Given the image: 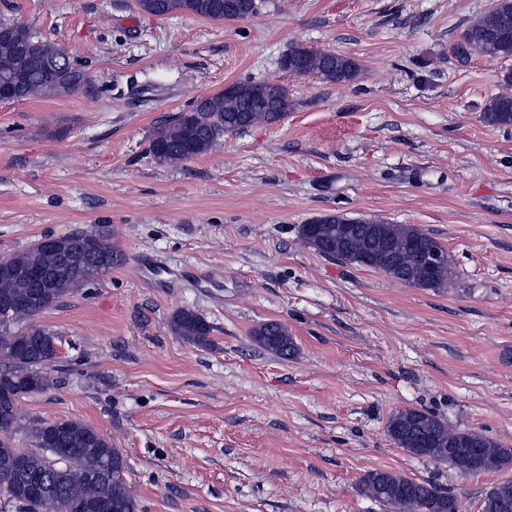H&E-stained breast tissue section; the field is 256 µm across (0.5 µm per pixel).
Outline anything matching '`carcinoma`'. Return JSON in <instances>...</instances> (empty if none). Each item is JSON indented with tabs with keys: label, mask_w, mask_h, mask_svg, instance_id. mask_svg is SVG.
I'll return each mask as SVG.
<instances>
[{
	"label": "carcinoma",
	"mask_w": 512,
	"mask_h": 512,
	"mask_svg": "<svg viewBox=\"0 0 512 512\" xmlns=\"http://www.w3.org/2000/svg\"><path fill=\"white\" fill-rule=\"evenodd\" d=\"M154 16L184 12L201 18L243 21L259 14L254 0H138ZM476 50L490 58H512V0H495L493 8L466 26L454 53ZM292 74H313L326 82L346 83L359 71L347 55L293 44L283 55ZM86 81V73L65 49L37 36L29 27L0 23V85L9 100L63 96ZM291 107L288 90L269 81L235 82L212 95L191 101L153 131L149 152L161 163L180 164L209 154L227 133L258 123L281 120ZM484 119L512 126V96L498 95L483 107ZM302 242L319 254L379 267L396 280L418 288H445L454 272L451 260L425 269L419 247L445 251L436 238L404 224L379 219L325 214L299 227ZM50 246L36 241L28 249L0 256V299L19 305L0 321V479L17 456L26 473L45 483L32 491L25 477L14 476L8 502L22 512H139L124 479L127 463L98 430L75 419L49 422L33 417L23 430L34 448L13 446L15 403L53 389L51 366L57 356L56 336L36 318L74 288L93 280L98 269L82 262L90 255L117 267L123 255L104 233L75 231L53 236ZM172 333L194 345H208L211 326L195 311L179 309L170 319ZM255 340L286 356L294 351L288 329L270 322L254 330ZM389 438L412 455L448 462L463 474L512 469V448H503L484 434L448 425L436 415L404 409L390 416ZM361 484L364 492L394 512H461L456 495L399 474L372 470ZM480 512H512V480L487 488Z\"/></svg>",
	"instance_id": "carcinoma-1"
}]
</instances>
